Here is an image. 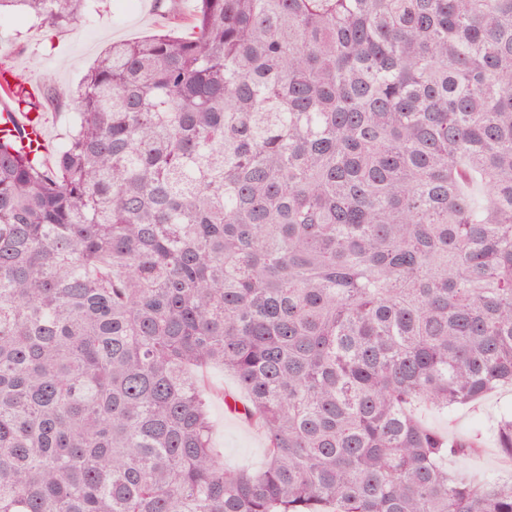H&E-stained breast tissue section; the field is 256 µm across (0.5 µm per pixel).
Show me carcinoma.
<instances>
[{
    "label": "carcinoma",
    "mask_w": 512,
    "mask_h": 512,
    "mask_svg": "<svg viewBox=\"0 0 512 512\" xmlns=\"http://www.w3.org/2000/svg\"><path fill=\"white\" fill-rule=\"evenodd\" d=\"M195 2L0 139V512H512V412L487 475L414 412L512 386V0ZM206 384L211 389L209 409L212 423V441L224 455L228 467H260L266 456L264 434L256 427L242 422L224 406L223 390L236 389L235 379L219 368L204 370Z\"/></svg>",
    "instance_id": "cac0c4a2"
}]
</instances>
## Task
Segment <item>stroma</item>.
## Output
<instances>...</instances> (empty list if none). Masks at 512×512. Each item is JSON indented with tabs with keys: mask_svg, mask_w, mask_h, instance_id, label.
Returning a JSON list of instances; mask_svg holds the SVG:
<instances>
[{
	"mask_svg": "<svg viewBox=\"0 0 512 512\" xmlns=\"http://www.w3.org/2000/svg\"><path fill=\"white\" fill-rule=\"evenodd\" d=\"M194 8L195 0H181L182 23L176 26L162 0H92L89 15L66 29L45 26L26 13L6 9L0 11V68L11 70L17 81L40 92L74 88L111 43L174 27L183 35H190L189 20ZM204 376L211 389L209 409L214 448L221 452L226 466L260 467L266 456L263 433L230 413L221 397L222 391L235 389V379L213 367L206 369ZM506 409H512V387L500 389L452 417L426 410L422 418L451 439L468 435L473 422H483L486 432L482 444L468 463L470 470L481 472L501 464L492 426L497 415Z\"/></svg>",
	"mask_w": 512,
	"mask_h": 512,
	"instance_id": "stroma-1",
	"label": "stroma"
}]
</instances>
